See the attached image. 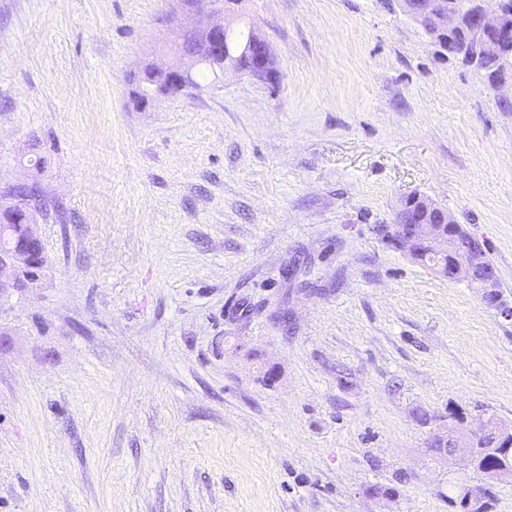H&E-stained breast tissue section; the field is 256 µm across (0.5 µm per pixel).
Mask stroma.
Returning <instances> with one entry per match:
<instances>
[{"label": "stroma", "mask_w": 512, "mask_h": 512, "mask_svg": "<svg viewBox=\"0 0 512 512\" xmlns=\"http://www.w3.org/2000/svg\"><path fill=\"white\" fill-rule=\"evenodd\" d=\"M172 10L0 0V186L58 203L0 312V512H454L483 478L416 415L512 424V319L379 228L430 198L512 302V86L383 0H243L279 82L136 109Z\"/></svg>", "instance_id": "stroma-1"}]
</instances>
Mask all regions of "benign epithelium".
Returning a JSON list of instances; mask_svg holds the SVG:
<instances>
[{
	"mask_svg": "<svg viewBox=\"0 0 512 512\" xmlns=\"http://www.w3.org/2000/svg\"><path fill=\"white\" fill-rule=\"evenodd\" d=\"M399 10L418 23L433 42H445L442 50L448 56L475 65L486 72L493 88L502 85L506 75H512V0H448V8L440 9L436 0H395ZM183 9L190 10L199 4L207 7L205 18L195 26L184 29L186 37L171 45L173 60L165 64L150 62L153 73L167 77L165 85L157 86L143 98H136L134 106L143 109L160 97L173 96L194 83L196 71L210 67L224 75L232 72L263 83H276L281 74L276 67L269 42L255 34L243 52L257 54L259 67L246 70L238 64V52L224 47V31L231 20L239 16L242 0H176ZM11 206L23 213L28 222L30 239L39 240L35 230L38 217L45 206L39 194H16ZM459 228L455 216L420 194L405 197L396 210L394 224L385 226L388 241L397 248H410L406 242L409 230L422 234L425 255L430 258V269L451 281H469L472 268L484 263L479 245L474 244L462 257L453 254L452 237ZM39 274L31 273L26 253L8 244L0 246V306L17 294L24 293L20 285H32ZM472 281V280H470ZM487 307L503 317H512V304L503 299L500 282L494 267L486 275L472 281ZM493 434L512 442V427H499L490 423L478 430L448 421V428L436 435L442 439L437 449L448 462L460 460L467 468L477 467L479 460L490 454L502 452L500 448H475L478 437ZM484 479L497 482L512 479V465L502 463L494 469L482 470ZM457 502L481 512L483 506L478 491L471 485H457Z\"/></svg>",
	"mask_w": 512,
	"mask_h": 512,
	"instance_id": "obj_1",
	"label": "benign epithelium"
}]
</instances>
